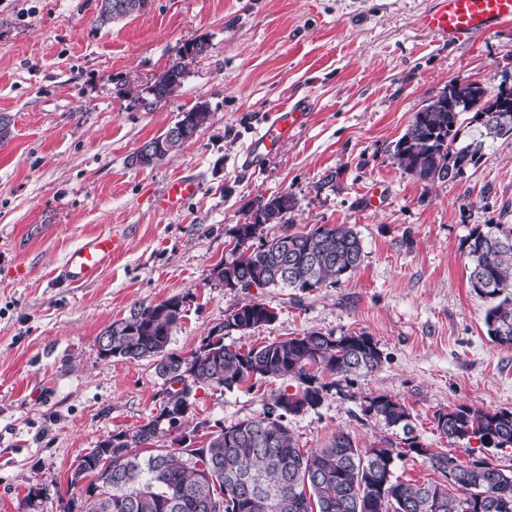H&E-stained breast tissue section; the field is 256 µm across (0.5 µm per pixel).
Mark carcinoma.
Wrapping results in <instances>:
<instances>
[{
	"mask_svg": "<svg viewBox=\"0 0 512 512\" xmlns=\"http://www.w3.org/2000/svg\"><path fill=\"white\" fill-rule=\"evenodd\" d=\"M186 48L150 86L154 108L174 95L185 75ZM472 114L478 135L461 139L462 116ZM210 110L200 102L179 113L165 131L159 160L189 143L207 124ZM512 136V87L494 93L476 82H454L414 113L396 141L392 158L405 174L424 183L463 176L484 156L486 144ZM295 202L287 194L269 197L233 227L235 258L219 264V280L232 290L291 288L312 292L338 285L361 265L357 233L345 224L322 225L307 233L263 237L267 224L288 223ZM469 258V287L491 304L485 317L488 335L512 348V227L475 228L464 241ZM184 298L172 296L140 306L101 335L112 342V357L151 360L170 382L181 365L193 364L194 384L231 391L265 379L296 382L294 391L280 388L264 399L262 413L210 433L200 448L186 445L182 434L175 449L160 448L174 423L189 421L192 403L169 391L160 412L147 423L101 440L82 455L70 485L89 480L64 512H512V473L485 459L469 465L447 452L424 447L414 435L412 414L397 399L379 394L366 398L365 416L402 431L399 450L387 439L365 450L339 432L320 448L304 452L288 427V418L321 405L324 394L354 374L368 375L382 364V352L365 334L332 336L318 331L274 340L244 350L224 338L273 323L274 308L249 301L213 327L200 347L183 357L168 351L182 318ZM332 379L327 383L324 378ZM282 405L276 413L273 407ZM441 437L456 443L475 439L481 445L512 447V412H489L460 405L434 414ZM151 448L144 456L140 449ZM414 453L424 457L441 480H401L395 461Z\"/></svg>",
	"mask_w": 512,
	"mask_h": 512,
	"instance_id": "1",
	"label": "carcinoma"
}]
</instances>
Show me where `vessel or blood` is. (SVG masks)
Here are the masks:
<instances>
[{
    "mask_svg": "<svg viewBox=\"0 0 512 512\" xmlns=\"http://www.w3.org/2000/svg\"><path fill=\"white\" fill-rule=\"evenodd\" d=\"M511 21L512 0H434L433 6L419 19L424 29L438 41L448 44L476 33H490ZM305 117L304 106L298 104L273 113L251 142L246 154L247 164L256 165L284 141L290 130L303 123ZM198 190L196 177L172 180L156 197L155 206L163 212L178 211ZM124 246V239L114 234L89 237L66 255L59 275L69 282L92 279Z\"/></svg>",
    "mask_w": 512,
    "mask_h": 512,
    "instance_id": "obj_1",
    "label": "vessel or blood"
}]
</instances>
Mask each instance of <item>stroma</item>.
Here are the masks:
<instances>
[{"label":"stroma","instance_id":"35a3bbf8","mask_svg":"<svg viewBox=\"0 0 512 512\" xmlns=\"http://www.w3.org/2000/svg\"><path fill=\"white\" fill-rule=\"evenodd\" d=\"M433 0H151L147 12L99 24L100 0H0V512H63L76 460L105 437L156 416L169 384L152 361L100 357L99 333L139 305L184 297L169 349L187 357L225 316L255 299L278 313L228 337L249 348L319 331L364 333L381 367L331 389L314 411L289 418L309 451L338 432L360 448L401 443L364 416L370 395L399 399L424 447L467 465L512 470V448L441 438L434 414L460 405L512 411V349L487 333L488 303L468 286L463 242L472 229L512 225V137L489 142L476 169L425 184L392 159L413 114L454 81L495 90L512 80V23L455 44L417 19ZM181 88L156 108L135 105L188 40ZM307 116L257 166L244 156L278 109ZM207 103L194 139L156 166L139 146L179 112ZM194 175L198 194L156 211L171 180ZM285 193L287 225L307 232L346 224L363 247L346 281L308 294L228 290L214 268L232 260L231 229L251 207ZM127 240L95 278L58 277L86 237ZM281 379L231 391L195 386L197 444L215 424L259 416Z\"/></svg>","mask_w":512,"mask_h":512}]
</instances>
